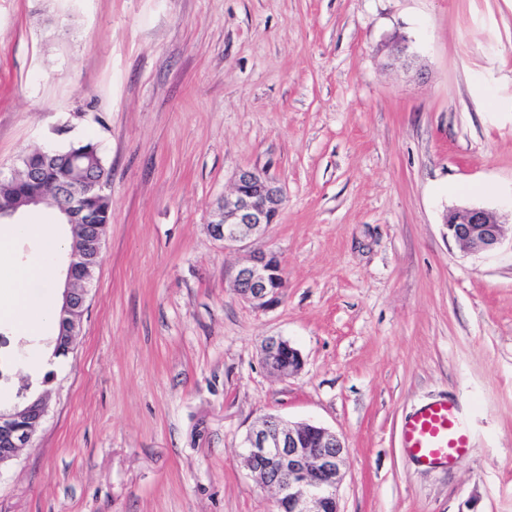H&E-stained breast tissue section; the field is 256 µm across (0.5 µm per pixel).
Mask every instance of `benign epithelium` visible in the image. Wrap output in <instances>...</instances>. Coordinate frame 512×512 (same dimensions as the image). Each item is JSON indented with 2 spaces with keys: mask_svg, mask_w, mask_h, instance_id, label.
Listing matches in <instances>:
<instances>
[{
  "mask_svg": "<svg viewBox=\"0 0 512 512\" xmlns=\"http://www.w3.org/2000/svg\"><path fill=\"white\" fill-rule=\"evenodd\" d=\"M73 163L75 198L104 193L109 181ZM283 193L264 173L242 167L235 173L233 190L220 199L210 214V231L226 247L236 246L275 223L283 206ZM71 230L80 233V248L69 253L65 288L60 308L61 322L55 343L61 352H73L81 335L86 311L87 284L98 263L104 235L79 224L76 203L62 207ZM448 235L470 253L495 250L505 237V218L484 207L461 206L445 217ZM231 282L243 300L265 308L286 288L283 266L273 253H259L234 269ZM263 363L279 376L288 377L303 367L300 351L287 339L271 336L263 345ZM48 398L41 394L25 399L11 411H0V469L11 465L20 452L33 445L34 435L47 414ZM348 449L333 431L310 423L290 425L267 415L248 432L243 459L256 481L274 490V504L282 512H341L338 487Z\"/></svg>",
  "mask_w": 512,
  "mask_h": 512,
  "instance_id": "7a95c632",
  "label": "benign epithelium"
}]
</instances>
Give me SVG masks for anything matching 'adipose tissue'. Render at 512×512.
I'll list each match as a JSON object with an SVG mask.
<instances>
[{
    "label": "adipose tissue",
    "instance_id": "1",
    "mask_svg": "<svg viewBox=\"0 0 512 512\" xmlns=\"http://www.w3.org/2000/svg\"><path fill=\"white\" fill-rule=\"evenodd\" d=\"M37 241L38 247L24 261L13 263L7 255L11 243L18 238ZM70 248L68 231L63 224H1L0 260L7 275L0 279V317L9 319L17 335L35 341V367L46 366L52 357L51 346L45 345V334L54 328L61 305V295L54 291L49 269L55 259L66 256ZM42 284L47 292L41 298L29 295L33 284Z\"/></svg>",
    "mask_w": 512,
    "mask_h": 512
}]
</instances>
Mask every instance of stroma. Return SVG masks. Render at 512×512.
Listing matches in <instances>:
<instances>
[{
  "instance_id": "35a3bbf8",
  "label": "stroma",
  "mask_w": 512,
  "mask_h": 512,
  "mask_svg": "<svg viewBox=\"0 0 512 512\" xmlns=\"http://www.w3.org/2000/svg\"><path fill=\"white\" fill-rule=\"evenodd\" d=\"M88 140L111 222L0 512H270L242 458L270 414L345 440L342 512H512V241L443 223L512 213V0H0V178ZM240 167L285 202L228 249L208 221ZM259 252L287 282L264 309L225 277ZM270 336L301 372L266 369ZM21 352L1 321L5 406ZM440 397L470 448L422 469L401 426ZM444 223L448 236L470 253L493 251L505 237L504 215L484 207H456L448 211ZM262 351L263 363L271 373L279 377H289L303 367L300 351L288 339L271 336L265 340Z\"/></svg>"
}]
</instances>
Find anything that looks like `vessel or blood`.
Returning <instances> with one entry per match:
<instances>
[{"mask_svg": "<svg viewBox=\"0 0 512 512\" xmlns=\"http://www.w3.org/2000/svg\"><path fill=\"white\" fill-rule=\"evenodd\" d=\"M403 446L411 462L447 467L465 456L468 429L458 405L442 399L419 408L404 423Z\"/></svg>", "mask_w": 512, "mask_h": 512, "instance_id": "obj_1", "label": "vessel or blood"}]
</instances>
